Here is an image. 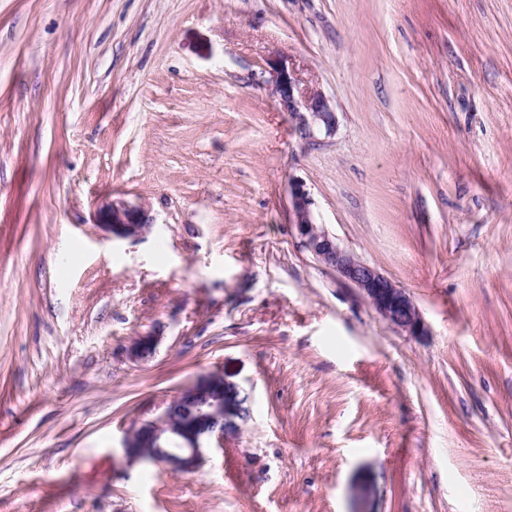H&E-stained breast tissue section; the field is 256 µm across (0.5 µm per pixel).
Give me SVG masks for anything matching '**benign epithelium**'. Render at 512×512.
I'll list each match as a JSON object with an SVG mask.
<instances>
[{"label":"benign epithelium","mask_w":512,"mask_h":512,"mask_svg":"<svg viewBox=\"0 0 512 512\" xmlns=\"http://www.w3.org/2000/svg\"><path fill=\"white\" fill-rule=\"evenodd\" d=\"M271 83L280 108L288 113L301 140L336 133V112L328 99L303 86L287 60L273 63ZM289 209L295 231L319 263L357 288L393 328L410 336L425 335L424 319L409 292L343 248L322 228L315 200L301 179L289 183ZM98 224L114 238L138 239L146 235L153 218L142 203L111 201L100 208ZM243 393L225 381L222 373L199 377L170 400L158 417L131 429L123 445L126 461L157 464L171 472L195 470L211 443L222 445L225 437L240 431L245 417Z\"/></svg>","instance_id":"benign-epithelium-1"}]
</instances>
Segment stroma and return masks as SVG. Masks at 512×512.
<instances>
[{
	"label": "stroma",
	"mask_w": 512,
	"mask_h": 512,
	"mask_svg": "<svg viewBox=\"0 0 512 512\" xmlns=\"http://www.w3.org/2000/svg\"><path fill=\"white\" fill-rule=\"evenodd\" d=\"M294 177L427 335L302 246ZM211 371L240 433L128 463ZM0 512H512V0H0ZM272 90L283 112H288L298 137L314 141L318 134L334 135L336 112L325 95L317 89L303 87L287 60L281 58L271 66ZM98 224L112 238L138 239L146 235L153 218L150 209L142 203L111 201L104 204L98 214Z\"/></svg>",
	"instance_id": "obj_1"
}]
</instances>
